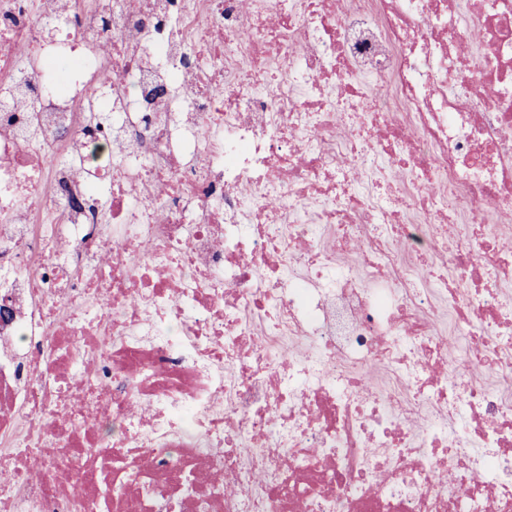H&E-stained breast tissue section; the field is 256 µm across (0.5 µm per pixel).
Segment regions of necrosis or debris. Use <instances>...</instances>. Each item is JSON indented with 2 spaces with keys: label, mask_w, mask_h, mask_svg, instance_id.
I'll list each match as a JSON object with an SVG mask.
<instances>
[{
  "label": "necrosis or debris",
  "mask_w": 512,
  "mask_h": 512,
  "mask_svg": "<svg viewBox=\"0 0 512 512\" xmlns=\"http://www.w3.org/2000/svg\"><path fill=\"white\" fill-rule=\"evenodd\" d=\"M492 211L512 0H0V512H512Z\"/></svg>",
  "instance_id": "4bbe7bcc"
}]
</instances>
